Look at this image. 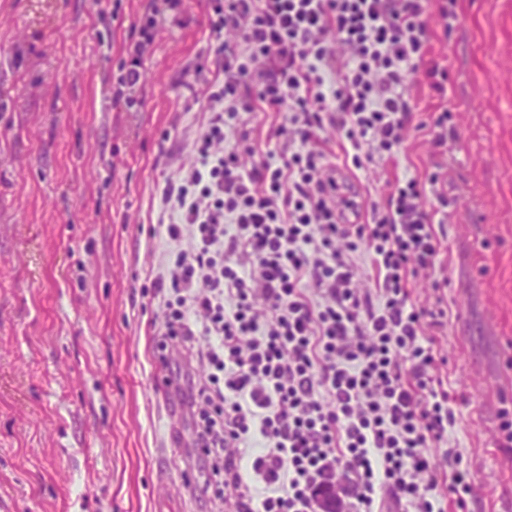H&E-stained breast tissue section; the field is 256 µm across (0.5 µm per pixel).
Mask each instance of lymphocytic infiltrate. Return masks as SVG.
<instances>
[{"label":"lymphocytic infiltrate","instance_id":"lymphocytic-infiltrate-1","mask_svg":"<svg viewBox=\"0 0 512 512\" xmlns=\"http://www.w3.org/2000/svg\"><path fill=\"white\" fill-rule=\"evenodd\" d=\"M149 0L123 45L114 102L129 101L162 10ZM224 73L206 125L187 140L192 164L162 193L178 251L154 287L159 351L179 347L186 408L205 458L202 491L234 512H447L476 497L468 470L443 471L455 416L435 371L438 303L413 301L411 278L443 243L426 209L442 176L395 181L370 218L350 203L320 147L331 127L351 163L392 159L414 129L409 75L445 96L448 70L426 64L436 26L457 0H208ZM292 102L273 131L280 165L260 160L246 125ZM283 111V110H282ZM367 255L373 280L359 278ZM207 377H200V369ZM259 447L241 473L244 449Z\"/></svg>","mask_w":512,"mask_h":512}]
</instances>
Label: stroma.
<instances>
[{
  "instance_id": "1",
  "label": "stroma",
  "mask_w": 512,
  "mask_h": 512,
  "mask_svg": "<svg viewBox=\"0 0 512 512\" xmlns=\"http://www.w3.org/2000/svg\"><path fill=\"white\" fill-rule=\"evenodd\" d=\"M142 0H0V512H212L194 424L158 375L152 270L178 242L158 232L161 190L192 156L224 83L203 0L158 32L132 107L112 104ZM433 54L445 99L411 84L418 118L455 114L447 154L410 132L388 165L357 169L335 129L336 179L381 200L388 181L442 171L441 261L411 287L448 311V379L478 512H512V0H459Z\"/></svg>"
}]
</instances>
